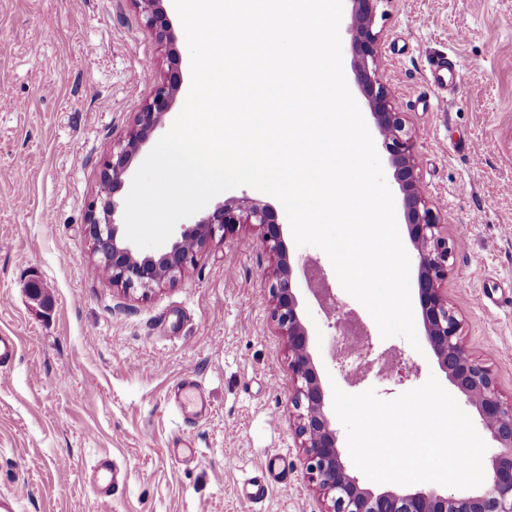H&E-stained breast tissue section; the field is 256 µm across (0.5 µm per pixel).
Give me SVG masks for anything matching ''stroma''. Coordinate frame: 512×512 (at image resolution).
I'll use <instances>...</instances> for the list:
<instances>
[{
    "label": "stroma",
    "mask_w": 512,
    "mask_h": 512,
    "mask_svg": "<svg viewBox=\"0 0 512 512\" xmlns=\"http://www.w3.org/2000/svg\"><path fill=\"white\" fill-rule=\"evenodd\" d=\"M163 6L170 44L132 0H0V333L19 340L0 372V494L26 487L20 512H323L293 433L260 228L214 240L174 284L145 296L90 272L85 226L104 159L172 67L184 85L166 124L189 92L185 33L171 0ZM374 29L415 134L424 195L460 243L446 287L463 344L511 398L512 0H380ZM442 58L462 79L441 93L431 74ZM229 195L277 212L323 385L390 400L432 375L447 384L432 350L382 338L328 256L296 245L281 202L249 186ZM33 280L47 306L30 299ZM336 308L364 326L375 353L405 360L402 383L349 379L325 317ZM186 378L209 402L190 428L173 398ZM185 434L206 466L175 458ZM104 455L126 474L108 502L88 484ZM263 471L288 483L255 503L245 482Z\"/></svg>",
    "instance_id": "stroma-1"
}]
</instances>
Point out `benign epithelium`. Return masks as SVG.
<instances>
[{
    "label": "benign epithelium",
    "mask_w": 512,
    "mask_h": 512,
    "mask_svg": "<svg viewBox=\"0 0 512 512\" xmlns=\"http://www.w3.org/2000/svg\"><path fill=\"white\" fill-rule=\"evenodd\" d=\"M132 2L142 9L145 26L156 40L172 42L163 0ZM350 2L354 82L368 102L402 195L408 234L416 251V288L425 336L439 366L466 403L475 408L484 429L497 444L481 490L460 489L445 495L425 489L374 491L351 474L337 445L326 393L294 291L293 263L272 206L248 197L227 199L195 223L181 225L170 248L158 254L137 252L121 235L123 222L116 194L141 146L164 124L179 91V82L172 76L157 86L127 139L112 145L102 165V196L87 216L93 253L107 262L106 276L112 285L125 292L139 288L146 296L175 282L216 237L232 234L243 224L259 226L261 246L272 264L271 320L286 339L288 370L293 379L290 402L296 411L294 434L304 456L306 478L322 498L324 512H512V402L503 401L491 369L464 347L461 323L442 288L448 279L454 246L442 235L438 216L421 190L414 135L404 113L397 110L390 84L380 71L378 35L373 32L380 0Z\"/></svg>",
    "instance_id": "benign-epithelium-1"
}]
</instances>
